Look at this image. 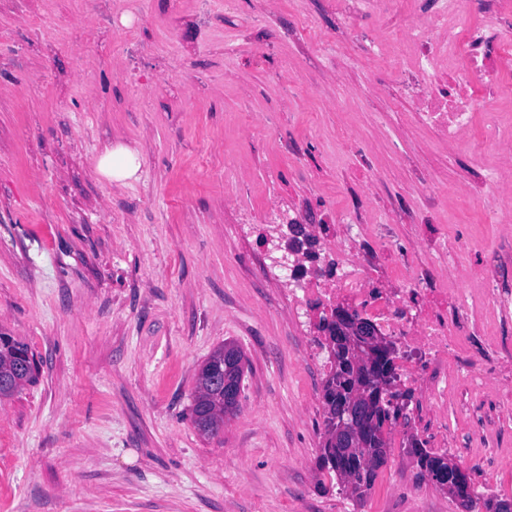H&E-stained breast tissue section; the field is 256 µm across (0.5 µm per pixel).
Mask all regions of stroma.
<instances>
[{"mask_svg":"<svg viewBox=\"0 0 512 512\" xmlns=\"http://www.w3.org/2000/svg\"><path fill=\"white\" fill-rule=\"evenodd\" d=\"M210 3L216 19L205 26L197 0H154L136 36L161 55L145 66L154 86L142 88L117 51L120 21L87 15L60 27L75 0H0V28L23 17L39 26L19 45L18 70L0 68V332L27 343L40 367L37 385L0 401V512H462L405 450L390 449L361 504L319 471V378L295 333L315 315L288 312L251 257L261 215L280 197L320 225L351 205L340 186L359 164L335 145L336 123L370 139L399 192L408 181L393 140L425 167L445 165L446 182L483 173L463 157L444 163L426 130L378 125L387 102L366 106L356 60L345 111H322L335 88L307 84L335 54L300 52L288 37L299 16L333 33L322 0L266 12L237 0L230 18L224 0ZM260 12L278 56L258 64L238 35ZM283 60L291 134L314 144L301 177L272 137L248 146L235 114L248 93L257 121L267 119ZM45 71L51 81L33 84ZM107 142L137 150L136 179L98 174ZM437 222L467 229L479 251L504 233L455 197ZM227 341L249 361L242 408L207 436L192 420L196 374ZM498 440L490 462L457 464L470 485L501 484L512 502V421Z\"/></svg>","mask_w":512,"mask_h":512,"instance_id":"stroma-1","label":"stroma"}]
</instances>
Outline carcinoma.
Here are the masks:
<instances>
[{"instance_id": "obj_1", "label": "carcinoma", "mask_w": 512, "mask_h": 512, "mask_svg": "<svg viewBox=\"0 0 512 512\" xmlns=\"http://www.w3.org/2000/svg\"><path fill=\"white\" fill-rule=\"evenodd\" d=\"M34 360L29 346L23 341L6 334H0V368L7 372L12 387L1 391L3 397L9 399L27 386L38 382V375L30 374L28 362ZM244 353L234 344H226L217 349L199 371L197 386L192 405L193 420L197 428L206 435H215L224 426V417L235 416L240 411V399L224 401V396L217 394L209 387V379L213 376H224L241 394L243 377ZM352 381H341L336 373H331L324 386V409L329 412L336 405H343L347 400L345 391L349 390ZM382 423L371 427L362 437L361 446L345 452L336 447L330 438V431H325L324 441L318 457V467L334 473L335 477L346 488L352 498L363 502L372 490L378 472L387 462V446L381 438ZM412 453L417 458L421 471L429 475L443 461V457L432 454L416 442ZM462 490H471L469 498L473 504H482L485 512H504L507 501L494 496L483 497L475 489H470L466 475H461Z\"/></svg>"}]
</instances>
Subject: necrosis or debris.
<instances>
[{
  "mask_svg": "<svg viewBox=\"0 0 512 512\" xmlns=\"http://www.w3.org/2000/svg\"><path fill=\"white\" fill-rule=\"evenodd\" d=\"M340 44L336 55L368 60L364 97H386L406 124L428 130L455 156L470 150L482 167L478 143L512 164V117L480 113L512 89V22L488 23L505 12L503 0H338ZM388 20L385 28L377 20ZM337 143L355 152L364 178L353 189L358 202L338 224L317 230L303 215L276 225L273 237L288 254V269L262 265L263 277L282 282L289 309L341 306L358 313L398 348L401 387L420 390L430 433L421 445L451 450L449 393L477 395L497 384L502 414L512 418V341H491L490 325H512V241L481 254L479 288L449 287L448 277L472 250L470 239L436 230L416 248L398 245L395 224H421L448 193L415 151L399 152L418 203L387 192L365 138L346 125ZM464 198L480 199L484 224L512 223V188L501 169L489 173Z\"/></svg>",
  "mask_w": 512,
  "mask_h": 512,
  "instance_id": "4bbe7bcc",
  "label": "necrosis or debris"
}]
</instances>
